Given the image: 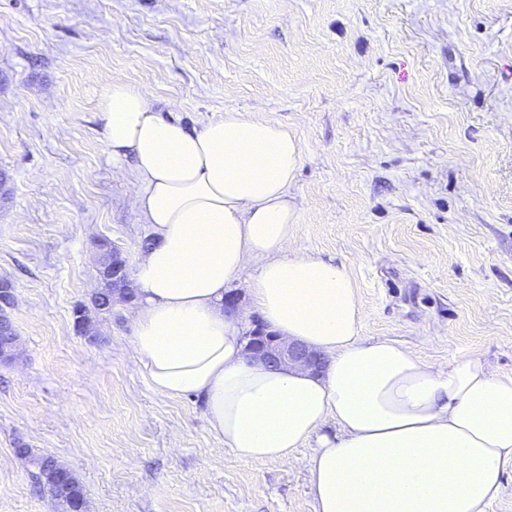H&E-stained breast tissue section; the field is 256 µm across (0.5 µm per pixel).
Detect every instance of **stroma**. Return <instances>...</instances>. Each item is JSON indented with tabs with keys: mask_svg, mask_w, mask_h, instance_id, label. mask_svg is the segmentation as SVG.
<instances>
[{
	"mask_svg": "<svg viewBox=\"0 0 512 512\" xmlns=\"http://www.w3.org/2000/svg\"><path fill=\"white\" fill-rule=\"evenodd\" d=\"M117 80L192 127L286 128L288 252L348 264L363 338L512 378V0H0V512H58L20 441L86 512H315L310 447L221 450L198 398L135 366V302L93 309L103 254L132 266L151 240L103 139Z\"/></svg>",
	"mask_w": 512,
	"mask_h": 512,
	"instance_id": "obj_1",
	"label": "stroma"
}]
</instances>
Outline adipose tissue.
Returning <instances> with one entry per match:
<instances>
[{
  "mask_svg": "<svg viewBox=\"0 0 512 512\" xmlns=\"http://www.w3.org/2000/svg\"><path fill=\"white\" fill-rule=\"evenodd\" d=\"M99 110L155 236L132 273L131 350L151 387L200 396L212 435L242 459H284L315 441V512H485L512 464V378L363 339L349 267L287 256L299 140L235 110L191 129L120 81ZM250 267L253 307L284 340L325 354L323 374L246 358L224 290ZM331 422L339 435L325 434Z\"/></svg>",
  "mask_w": 512,
  "mask_h": 512,
  "instance_id": "adipose-tissue-1",
  "label": "adipose tissue"
}]
</instances>
